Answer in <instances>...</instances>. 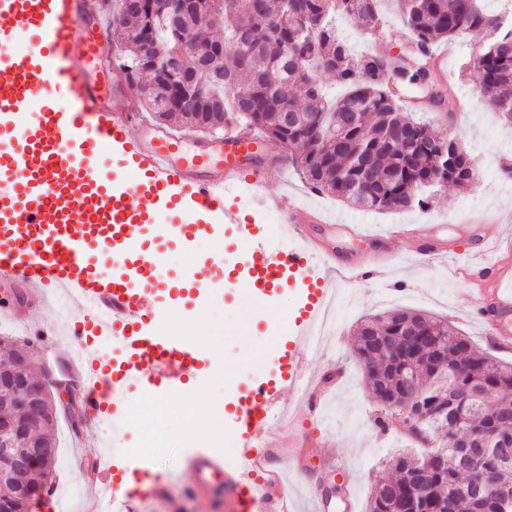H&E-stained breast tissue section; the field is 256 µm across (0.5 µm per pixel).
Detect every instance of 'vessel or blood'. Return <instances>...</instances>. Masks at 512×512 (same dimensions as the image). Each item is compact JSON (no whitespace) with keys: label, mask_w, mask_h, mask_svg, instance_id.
<instances>
[{"label":"vessel or blood","mask_w":512,"mask_h":512,"mask_svg":"<svg viewBox=\"0 0 512 512\" xmlns=\"http://www.w3.org/2000/svg\"><path fill=\"white\" fill-rule=\"evenodd\" d=\"M105 0H0V281L33 290L42 299L81 308L69 323L53 319L28 326L37 348L68 336L75 346L71 370L88 425L119 418V403L105 391L140 386L150 391L186 388L200 361L190 336H173L153 290L169 288L161 263L142 264L144 233L188 241L200 220L230 228L246 250L244 286L257 298L295 284L298 308L289 315L280 375L260 378L234 410L240 440L237 480L212 456L189 461L190 487L202 496L228 490L235 512H294L264 439L286 415L314 418L326 397L304 372L301 353L314 352L313 329L334 289L325 272L339 266L352 277L389 278L379 259L353 265L336 251L309 244L319 213L270 194L257 165L258 141L228 128L223 138L197 141L185 152V135L171 127L142 126L130 106V87L109 55ZM117 154L129 181L103 172L104 153ZM246 205L227 203L238 188ZM280 214L285 240L267 241L252 213ZM404 238L414 251L437 249L428 228L395 226L381 244ZM472 278L477 316L499 350H512V244L496 246ZM116 340L122 360L112 361L96 340ZM128 450L103 451L95 460L94 494L86 512H102L104 497L121 499L126 512L146 496L124 492L113 474Z\"/></svg>","instance_id":"1"}]
</instances>
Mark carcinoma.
Wrapping results in <instances>:
<instances>
[{"label":"carcinoma","mask_w":512,"mask_h":512,"mask_svg":"<svg viewBox=\"0 0 512 512\" xmlns=\"http://www.w3.org/2000/svg\"><path fill=\"white\" fill-rule=\"evenodd\" d=\"M382 0H191L181 25L168 19L166 0H146L143 10L114 0L113 34L122 44L126 66L151 69L150 60L176 56L180 75L162 82L153 75L150 89L137 86L144 109L160 121L177 119L188 128L202 125L201 112H222L224 122H238L267 140L295 149L288 161L317 193L368 211L425 212L436 202L432 182L443 176L469 190L477 171L453 138L445 143L432 126L403 109V95L416 87L437 102L429 49L461 34L486 31L491 40L474 61L480 84L494 96L492 107L512 121V20L509 13L489 14L482 0H394L410 37L405 65L385 71L376 56L354 55L336 35L334 21L343 15L365 35L382 31ZM344 87L332 100L324 77ZM203 88L197 102L182 103L183 85ZM294 126L284 129L283 104ZM394 172L393 181L386 174ZM407 322L423 329L419 342L403 334ZM386 336L402 356L444 346L439 360L448 366L450 399L472 408L470 429L512 435V363L494 361L448 323L420 312L389 310L364 319L353 352L365 382L374 391L397 393L401 403L422 405L434 446L417 457L400 454L391 463L394 479L378 476L368 512H401L411 494L410 475L429 471L434 512H512V454L497 448L471 460L461 475L454 455L460 429L448 424L433 395L437 373L427 367L408 382L400 365L370 368L367 339ZM448 457V463L442 457Z\"/></svg>","instance_id":"cac0c4a2"}]
</instances>
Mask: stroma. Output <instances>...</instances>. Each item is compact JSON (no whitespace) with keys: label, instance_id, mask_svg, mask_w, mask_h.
I'll list each match as a JSON object with an SVG mask.
<instances>
[{"label":"stroma","instance_id":"35a3bbf8","mask_svg":"<svg viewBox=\"0 0 512 512\" xmlns=\"http://www.w3.org/2000/svg\"><path fill=\"white\" fill-rule=\"evenodd\" d=\"M340 37L355 53H371L387 60L390 65L400 63L402 49L380 33L363 39L353 21L344 19L337 24ZM487 33H471L452 42L436 43V50L447 51L448 56L439 65L443 81L455 97L465 103L466 110L457 123H450L445 113L424 110L420 118L438 131H445L461 141L468 156L475 163L479 183L462 192L450 187L444 189L438 202L425 213L417 211L373 213L362 212L335 198L320 195L304 184L288 166H270L267 170L268 192L288 196L298 205L317 210L334 220V227L313 225L312 238L320 246L331 248L346 256L359 255L376 248L375 237L394 224H429L437 234V243L443 257L433 258L409 252L403 242L390 243L395 255L391 268L394 289L370 280L352 279L334 275V285L342 294L337 309L338 334L322 351L311 354L309 369L320 374L340 369L343 378L330 397L324 421L284 422L271 443L279 453L271 464H287L286 450L291 439L310 443L316 453L302 472L287 473L289 486L297 498V512H315L308 491L323 495L331 485L321 463L331 458L345 464L342 481L354 490L351 504L337 503L332 512H366L371 487L379 470L385 468L392 455L409 448L410 440L405 425L397 412L383 407L362 380L359 366L351 358L357 322L366 315L393 309L420 311L441 317L458 333L468 336L479 347H486L482 329L474 318V295L471 285L453 277V269L461 264L478 265L485 256L474 246L476 239L512 238V175H504L501 164L512 159V124L505 123L497 112L478 95V81L468 61L474 60L488 42ZM358 225L369 235L368 240H352L347 225ZM142 250L161 257L171 279L185 274L196 277L213 276L217 263L227 265L242 262L245 253L231 232H207L191 244L178 241L161 242L145 237ZM160 307L171 309L172 321L186 329L205 327L213 339L215 351L223 354L222 362H215L212 353L205 354V365L196 376L198 387L210 392L215 399H236L254 379L270 375L277 368L280 345L288 328V315L297 306L299 296L295 289L282 288L258 306L252 305L244 289L228 287L221 291L207 290L189 304H182L177 294L158 291ZM67 339H60L53 348L36 350L34 370L38 379L48 387L62 386L71 397L79 391L70 378L67 362ZM171 405L163 422L155 426L154 435L162 445L150 449L152 458L147 474L137 475V482L146 476L162 479L166 492L153 504L152 512H227L225 498L216 495L211 500L199 499L179 479L185 471L190 455L206 453L223 462L226 471H233L232 459L238 454V439L232 426V412H225L221 428L224 444L213 447L191 443L184 438L182 409H191L198 418L209 415V408L197 406L185 399L182 392L166 394ZM53 435L60 459L52 479L59 486H73L79 498L52 497L43 492L31 506V512H81L83 497L92 493L84 477L86 464L107 445L120 448L139 447L142 437L135 424L125 423L114 428L98 426L95 432H73L66 414H59Z\"/></svg>","mask_w":512,"mask_h":512}]
</instances>
